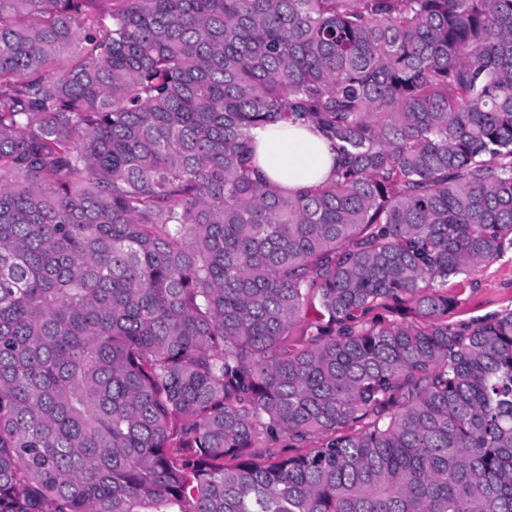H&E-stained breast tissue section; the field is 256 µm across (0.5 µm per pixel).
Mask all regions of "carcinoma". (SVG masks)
Wrapping results in <instances>:
<instances>
[{
    "instance_id": "obj_1",
    "label": "carcinoma",
    "mask_w": 512,
    "mask_h": 512,
    "mask_svg": "<svg viewBox=\"0 0 512 512\" xmlns=\"http://www.w3.org/2000/svg\"><path fill=\"white\" fill-rule=\"evenodd\" d=\"M508 248L512 0H0V512H512ZM285 131L255 129L257 164L270 180L298 190L329 178L333 153L328 142L307 127L285 126ZM476 278L475 288L467 287L459 306L448 315L452 320L483 316L512 305V249L490 261Z\"/></svg>"
}]
</instances>
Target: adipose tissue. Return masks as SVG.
I'll return each mask as SVG.
<instances>
[{
    "mask_svg": "<svg viewBox=\"0 0 512 512\" xmlns=\"http://www.w3.org/2000/svg\"><path fill=\"white\" fill-rule=\"evenodd\" d=\"M257 164L270 180L297 190L329 178L333 153L328 142L306 127L255 130Z\"/></svg>",
    "mask_w": 512,
    "mask_h": 512,
    "instance_id": "adipose-tissue-1",
    "label": "adipose tissue"
}]
</instances>
